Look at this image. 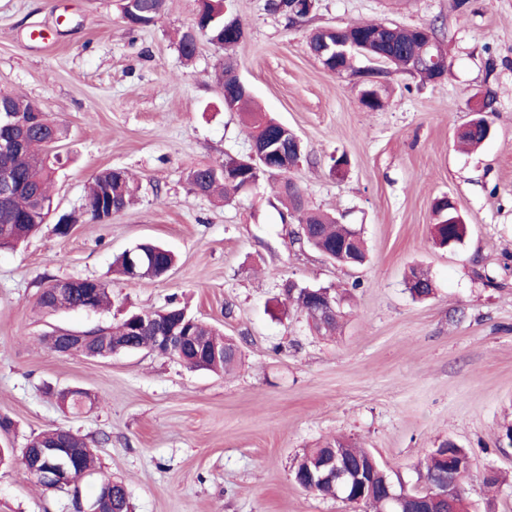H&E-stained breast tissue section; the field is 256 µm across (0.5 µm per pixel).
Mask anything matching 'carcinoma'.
<instances>
[{
  "label": "carcinoma",
  "mask_w": 512,
  "mask_h": 512,
  "mask_svg": "<svg viewBox=\"0 0 512 512\" xmlns=\"http://www.w3.org/2000/svg\"><path fill=\"white\" fill-rule=\"evenodd\" d=\"M167 0H122V18L131 30L148 27L156 22L166 11ZM297 0H268V9L273 13L282 14L290 20L304 18L309 15L307 11L297 9ZM383 27V24H358L348 27V32L360 49H352L349 53H336V62H325L323 66L335 74L347 73L359 76L362 71L354 68L353 59L363 56L394 65L398 70L409 74H429L435 68L446 64V57L435 44L427 45L425 40L415 28L392 26L389 39L383 43H376L368 34ZM193 29L196 35L183 31L179 36V52L185 61H191L196 53L198 37H204L211 44L219 47L224 43V0H194ZM224 62L221 63L217 80L225 87L238 83L236 63L232 57V50H224ZM9 102L12 112L20 113L33 120V123L19 130V147L10 154L0 156V169L5 170L13 184V190L7 199L0 202V249L13 248L18 243L32 237L42 226L44 210L54 204L51 192L55 162L58 156H50V150L61 142L64 136L63 127L43 111L41 106L22 95L2 94L0 100ZM228 112H239L245 118V129L249 140L266 138L276 130L278 124L269 119L264 113L255 110L252 98L236 99L224 105ZM245 172L239 164V158L228 157L220 166L201 165L193 166L187 172V181L190 190L202 197H217L228 200L230 197L244 193L242 189ZM139 191V185L122 168H105L99 171L87 191L82 206V214L90 220L103 223L115 210L121 212L133 201ZM277 194L287 210L289 218L299 224L306 225L311 238L307 244L325 253L331 252L342 259L353 253L355 258L365 260L366 246L363 236L353 237L352 224H339L336 218L328 213L317 211L306 205L304 194L300 187L290 178L279 181ZM433 212L437 217L435 224V237L439 245L445 246L448 240L455 243L463 241L468 233V224L455 223L459 214L448 208L444 198L435 201ZM141 253L156 257L157 268L170 269L175 264L174 255L169 250H160L152 243L138 245ZM305 284L296 283V290L280 292L282 300L280 305L295 306L305 313L309 325L317 332L330 333L336 330L341 319L340 303L343 297L331 291L328 301L333 305L334 311L328 315L318 313L310 296L304 291ZM83 303L81 292L75 294L56 293L53 283H48L37 298V306L46 311L68 310ZM187 316L183 322L182 331L199 340L214 341L217 331L206 326L198 318L186 314V310L170 303L167 307L146 314L153 320H175ZM109 344L102 347L100 357L106 358L112 351V345L128 343L137 340L138 344L149 346L151 328H143L139 332L132 331L129 323L123 321L109 332ZM237 348L234 342L224 339V357L219 359L191 360L188 365L204 370L224 371L233 367L237 361ZM69 445L83 448L80 459L68 469L71 482L75 483L94 467L95 457L92 449L86 447V442L79 435L69 431L66 433ZM351 461H366L372 453L357 448L345 441L336 440L322 448L307 450L298 460L293 470V478H298L307 469L313 467L318 458L328 451ZM450 452L457 458H466L468 453L453 447L437 448L430 453L426 473L425 486L438 494L448 493V489L455 490L454 499L459 502L460 512H467L465 497L461 484L465 477L449 470L440 455ZM101 504L105 512H130V505L126 489L121 481L116 479L103 480L97 489L89 508Z\"/></svg>",
  "instance_id": "cac0c4a2"
}]
</instances>
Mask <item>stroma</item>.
<instances>
[{"label":"stroma","mask_w":512,"mask_h":512,"mask_svg":"<svg viewBox=\"0 0 512 512\" xmlns=\"http://www.w3.org/2000/svg\"><path fill=\"white\" fill-rule=\"evenodd\" d=\"M316 0L305 18L271 14L268 0H226L245 38L237 74L262 112L302 140L292 177L310 208L360 228L369 260L342 266L292 238L275 178L229 204L194 194L189 167L250 151L242 118L224 109L215 70L222 50L200 40L182 60L177 33L192 0H168L161 19L129 30L120 0H0V91L40 103L67 130L53 195L80 210L93 176L129 171L134 204L68 236L43 225L0 249V447L42 430L83 436L98 467L78 487L48 490L19 463L0 466V512H76L103 477L124 484L133 512H363L298 487L304 449L343 438L371 450L408 485L445 442L465 449L472 512H512V0ZM431 24L447 55L436 82L389 72L387 102L361 105L356 77L310 54L319 27ZM487 104L492 133L463 150L458 130ZM346 156L337 175L332 160ZM469 226L459 246L433 241L436 198ZM143 241L174 251L159 279L130 282L114 259ZM433 291L411 295V269ZM108 281L99 312L37 307L49 280ZM345 288L340 333L317 335L305 315L281 313L283 280ZM178 303L238 346L229 373L191 370L146 350L100 359L53 351L54 330L93 332L129 312ZM88 390L91 409L68 414L56 394ZM497 473L498 484L485 482Z\"/></svg>","instance_id":"stroma-1"}]
</instances>
